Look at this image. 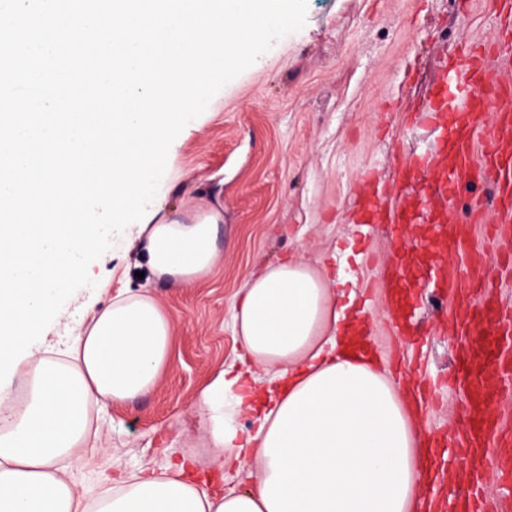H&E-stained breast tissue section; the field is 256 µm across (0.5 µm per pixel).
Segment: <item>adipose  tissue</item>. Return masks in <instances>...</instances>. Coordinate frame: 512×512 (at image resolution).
<instances>
[{
    "label": "adipose tissue",
    "mask_w": 512,
    "mask_h": 512,
    "mask_svg": "<svg viewBox=\"0 0 512 512\" xmlns=\"http://www.w3.org/2000/svg\"><path fill=\"white\" fill-rule=\"evenodd\" d=\"M222 215L146 224L137 239L154 281L182 287L213 269ZM348 279L295 257L262 265L237 294L236 333L268 376L260 400L223 369L196 406L213 447L257 465L254 489L212 494L183 469L121 481L84 505L61 462L87 446L90 411L153 391L170 363L173 318L149 294L123 291L91 320L63 363L40 364L24 407L0 392V512H416L423 437L399 383L348 349ZM253 417L252 429L239 424Z\"/></svg>",
    "instance_id": "adipose-tissue-1"
}]
</instances>
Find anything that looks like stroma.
Here are the masks:
<instances>
[{
    "mask_svg": "<svg viewBox=\"0 0 512 512\" xmlns=\"http://www.w3.org/2000/svg\"><path fill=\"white\" fill-rule=\"evenodd\" d=\"M500 11V0H308L305 26L277 40L184 127L151 206L169 220L222 213L212 271L182 288L148 282L132 242L136 229L126 227L90 265L95 287L75 292L26 358L31 369L61 360L88 315L122 289L150 288L174 319L171 364L155 389L126 404L93 407L97 446L62 464L87 501L133 473L177 466L210 492L252 487L256 468L217 465L195 403L240 351L234 333L239 288L258 265L294 255L354 278L379 366L402 382L440 384L438 402L420 412L423 427L462 428L466 396L442 387L457 365L460 336L421 285L428 267L440 259L458 264L459 255L439 259L420 246L410 255V339L393 329L378 264L395 249L388 211L401 198L430 191L431 173L402 179L412 156L435 146L434 133L416 123L415 112L444 57L464 44L497 42ZM369 167L378 173L380 207L376 222L363 224L355 201L367 193L360 178ZM489 177L482 172L465 197L436 200L432 208L458 223L466 210L483 207L487 221L475 225L471 243L484 246L499 299L512 308V266L489 239L488 224L500 207Z\"/></svg>",
    "mask_w": 512,
    "mask_h": 512,
    "instance_id": "1",
    "label": "stroma"
}]
</instances>
